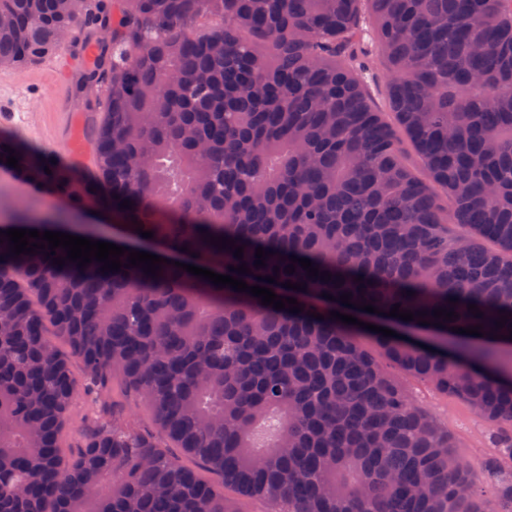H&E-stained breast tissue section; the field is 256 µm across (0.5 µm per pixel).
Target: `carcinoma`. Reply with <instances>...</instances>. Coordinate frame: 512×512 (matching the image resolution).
Masks as SVG:
<instances>
[{
    "mask_svg": "<svg viewBox=\"0 0 512 512\" xmlns=\"http://www.w3.org/2000/svg\"><path fill=\"white\" fill-rule=\"evenodd\" d=\"M115 4L112 17L103 0H0L1 65L90 37L89 19L109 38L87 74L108 88L98 171L0 131V166L14 150L13 172L65 203L63 224L25 208L0 230L106 240L101 224H68L93 209L129 249L304 308L277 310L165 262L147 274L127 252L104 271L59 266L47 248L17 256L0 239V512H236L115 421L64 463L76 379L49 325L81 359L89 394L107 405L114 382L136 392L178 447L281 512H512V0ZM371 56L388 66L386 99L420 175L374 105ZM259 247L273 252L263 267ZM292 255L331 279L298 263L286 273ZM243 263L251 273L230 270ZM348 292L428 325L390 317L399 339L329 318L362 313L341 303ZM476 325L484 336L451 331ZM396 371L467 404L492 426L493 451L463 459Z\"/></svg>",
    "mask_w": 512,
    "mask_h": 512,
    "instance_id": "obj_1",
    "label": "carcinoma"
}]
</instances>
